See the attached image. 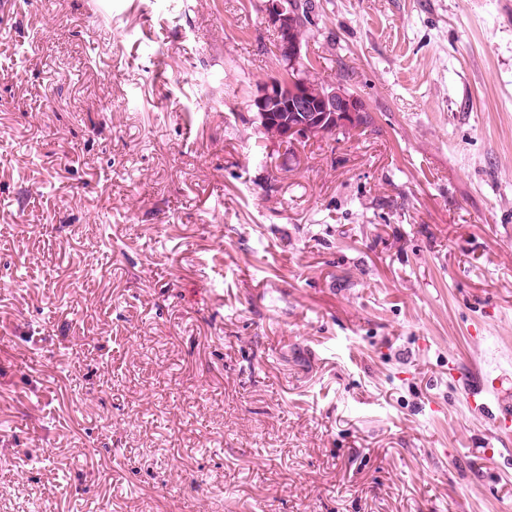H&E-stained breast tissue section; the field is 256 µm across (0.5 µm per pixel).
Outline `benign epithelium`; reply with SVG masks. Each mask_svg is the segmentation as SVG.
<instances>
[{
  "label": "benign epithelium",
  "mask_w": 512,
  "mask_h": 512,
  "mask_svg": "<svg viewBox=\"0 0 512 512\" xmlns=\"http://www.w3.org/2000/svg\"><path fill=\"white\" fill-rule=\"evenodd\" d=\"M265 23L276 35L275 52L284 68L305 62L297 37V14L291 0H264ZM267 141L290 147L323 137L348 134L367 125V111L355 94L339 87L312 90L307 80L276 74L261 83L250 99Z\"/></svg>",
  "instance_id": "obj_1"
}]
</instances>
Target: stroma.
<instances>
[{
    "label": "stroma",
    "instance_id": "obj_1",
    "mask_svg": "<svg viewBox=\"0 0 512 512\" xmlns=\"http://www.w3.org/2000/svg\"><path fill=\"white\" fill-rule=\"evenodd\" d=\"M315 2L290 151L263 0L0 13V512H512V0ZM292 2L266 0L263 12L266 24L276 35L277 57L289 73H297L299 65L305 62L302 43L306 45L307 25L316 5L313 0ZM306 61L308 66L301 73L312 87L306 79L292 77L294 72L292 76L276 74L261 83L251 96L250 109L256 112L266 140L275 145L291 148L314 139L349 134L367 125L363 101L340 86H326L311 77L307 73L316 70L315 64L311 59ZM469 398L472 403L482 413H487L493 417L494 424L500 430H507L512 425V396H508L507 402H504L503 395L499 392L495 384V379H487L482 382L476 390L469 392ZM498 403L499 412H493L494 405Z\"/></svg>",
    "mask_w": 512,
    "mask_h": 512
}]
</instances>
